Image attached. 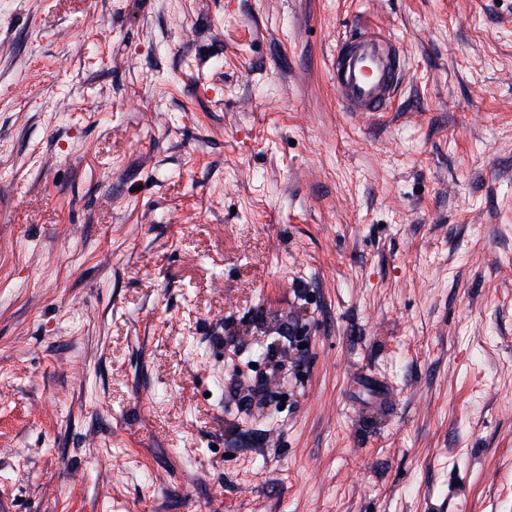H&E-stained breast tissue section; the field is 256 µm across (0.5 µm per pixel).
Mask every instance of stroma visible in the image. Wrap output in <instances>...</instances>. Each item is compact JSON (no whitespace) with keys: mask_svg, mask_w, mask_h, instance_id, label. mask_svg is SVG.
Returning <instances> with one entry per match:
<instances>
[{"mask_svg":"<svg viewBox=\"0 0 512 512\" xmlns=\"http://www.w3.org/2000/svg\"><path fill=\"white\" fill-rule=\"evenodd\" d=\"M1 490L512 512V0H0ZM402 53L385 35L362 26L337 44L330 79L346 112H388L403 78Z\"/></svg>","mask_w":512,"mask_h":512,"instance_id":"1","label":"stroma"}]
</instances>
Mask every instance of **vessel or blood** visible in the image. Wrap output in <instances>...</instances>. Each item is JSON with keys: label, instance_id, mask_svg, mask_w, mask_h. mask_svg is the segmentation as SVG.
<instances>
[{"label": "vessel or blood", "instance_id": "b4317fda", "mask_svg": "<svg viewBox=\"0 0 512 512\" xmlns=\"http://www.w3.org/2000/svg\"><path fill=\"white\" fill-rule=\"evenodd\" d=\"M402 53L396 43L362 26L337 44L330 79L343 111H389L403 78Z\"/></svg>", "mask_w": 512, "mask_h": 512}]
</instances>
